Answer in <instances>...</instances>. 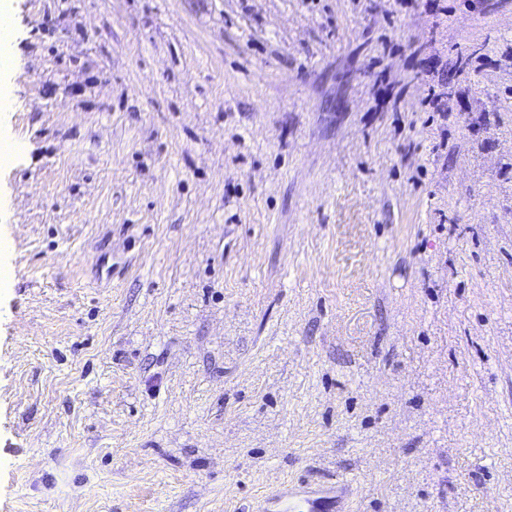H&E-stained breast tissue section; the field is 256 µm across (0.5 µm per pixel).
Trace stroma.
Instances as JSON below:
<instances>
[{"label": "stroma", "instance_id": "obj_1", "mask_svg": "<svg viewBox=\"0 0 512 512\" xmlns=\"http://www.w3.org/2000/svg\"><path fill=\"white\" fill-rule=\"evenodd\" d=\"M0 512H512V0H12ZM348 485L336 482L317 488L306 487L301 482L276 495L272 502L278 512H339L349 498Z\"/></svg>", "mask_w": 512, "mask_h": 512}]
</instances>
